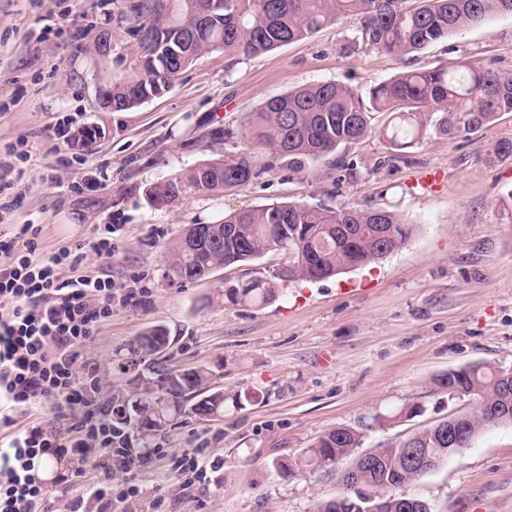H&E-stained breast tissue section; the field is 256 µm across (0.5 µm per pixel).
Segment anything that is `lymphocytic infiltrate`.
Returning a JSON list of instances; mask_svg holds the SVG:
<instances>
[{"instance_id": "lymphocytic-infiltrate-1", "label": "lymphocytic infiltrate", "mask_w": 512, "mask_h": 512, "mask_svg": "<svg viewBox=\"0 0 512 512\" xmlns=\"http://www.w3.org/2000/svg\"><path fill=\"white\" fill-rule=\"evenodd\" d=\"M37 224L0 236V512H51L35 467L46 455L94 459L97 502H112L111 420L93 410L95 371L84 349L112 317L111 279L62 277L85 250L111 255L112 227L90 246L44 254Z\"/></svg>"}]
</instances>
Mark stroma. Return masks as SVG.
Listing matches in <instances>:
<instances>
[{
    "mask_svg": "<svg viewBox=\"0 0 512 512\" xmlns=\"http://www.w3.org/2000/svg\"><path fill=\"white\" fill-rule=\"evenodd\" d=\"M118 0H0V151L22 144L27 160L7 192L14 207L0 233L37 224L45 253L113 229L111 258L88 253L79 274L110 275L138 300L112 302V319L88 344L97 370L94 397L119 406L153 382L156 359L129 353L155 325L173 339L164 368L208 370L227 399L219 420L189 418L155 441L152 462L127 476L112 468V491L135 482L137 497L112 512H313L336 496L335 476L285 478L274 457L310 446L336 427L366 425L362 450L384 448L451 414L470 398L449 401L436 380L471 365L512 367V112L476 132L451 138L428 132L404 151L372 136L337 153L288 168L269 153L251 184L219 195L190 194L154 207L144 191L207 159L246 149L247 118L265 100L324 82L360 94L401 71L473 59L512 73V15L482 23L410 56L366 48L359 21L342 17L309 37L255 56L214 51L181 72L168 92L123 113L100 108L97 87L126 78L136 41L118 23ZM72 21L60 28L58 17ZM112 53L100 57V29ZM88 125L105 135L85 148L49 140L48 126ZM232 139H210L213 128ZM439 172L434 189L419 186ZM272 202L331 208L388 209L416 224L401 250L368 267L317 282L279 285L261 307L225 303V284L269 278L288 257L271 251L210 278L171 285L163 277L188 224ZM410 405L422 411L381 426L375 416ZM191 454L199 473L185 480L172 463ZM433 512H512V423L484 427L471 444L406 488Z\"/></svg>",
    "mask_w": 512,
    "mask_h": 512,
    "instance_id": "35a3bbf8",
    "label": "stroma"
}]
</instances>
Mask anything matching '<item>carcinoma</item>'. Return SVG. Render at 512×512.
Segmentation results:
<instances>
[{"mask_svg":"<svg viewBox=\"0 0 512 512\" xmlns=\"http://www.w3.org/2000/svg\"><path fill=\"white\" fill-rule=\"evenodd\" d=\"M512 14V0H122L118 19L137 41L132 75L112 82V111H130L171 86L200 56L223 50L245 56L308 37L345 15L359 19L358 39L372 50L406 56L493 14ZM389 115L380 130L372 113ZM512 112V74L476 60L452 62L432 70L398 73L367 96L335 82L311 84L274 96L250 116L243 135L268 149L291 168H300L379 133L397 150L419 144L428 129L448 137L465 136ZM263 168L252 151L226 154L200 163L145 190L152 206H170L194 192L220 193L258 178ZM222 242L194 247L179 239L165 266L173 284L207 279L212 271L252 261L270 251L292 258L290 280L328 279L401 249L416 225L385 210L333 209L322 204L273 202L229 213L214 223ZM279 275L252 278L224 287L232 305L268 304L278 296ZM169 331L153 327L131 343L134 352L154 354L168 347ZM210 373L160 370L156 386L144 388L121 405L126 427L148 446L164 430L187 417L224 415V392L209 388ZM448 394L475 400L472 410L455 416L460 434L475 437L486 425L512 423V369L468 366L436 380ZM448 422L440 420L378 449L379 458L363 471L360 490L340 488L315 512H365L367 500L391 501L388 512H402L404 488L421 478L407 463L406 449L430 458L446 457ZM364 428L338 426L290 457H275L271 467L288 478L333 472L336 459L362 445Z\"/></svg>","mask_w":512,"mask_h":512,"instance_id":"obj_1","label":"carcinoma"}]
</instances>
